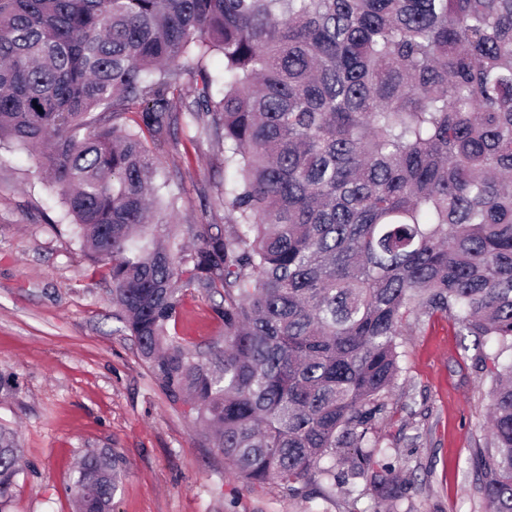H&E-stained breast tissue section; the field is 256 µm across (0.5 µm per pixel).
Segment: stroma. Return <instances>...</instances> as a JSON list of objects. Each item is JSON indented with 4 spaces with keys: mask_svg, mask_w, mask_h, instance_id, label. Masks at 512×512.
I'll return each mask as SVG.
<instances>
[{
    "mask_svg": "<svg viewBox=\"0 0 512 512\" xmlns=\"http://www.w3.org/2000/svg\"><path fill=\"white\" fill-rule=\"evenodd\" d=\"M217 147L176 130L157 148L185 210L177 230L228 224L215 196L224 170ZM45 174L25 151L0 149V426L17 430L23 467L0 512H74L76 465L105 450L125 466L112 512H372L363 479L328 500L294 497L275 481L237 480L189 405L155 380L112 305L105 265L67 226ZM219 294L189 289L176 326L204 347L222 339ZM401 373L379 424L397 474L409 478L416 512H485L471 468L485 446L488 406L473 339L436 312L403 330Z\"/></svg>",
    "mask_w": 512,
    "mask_h": 512,
    "instance_id": "1",
    "label": "stroma"
}]
</instances>
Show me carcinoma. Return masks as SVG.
I'll use <instances>...</instances> for the list:
<instances>
[{
	"label": "carcinoma",
	"instance_id": "carcinoma-1",
	"mask_svg": "<svg viewBox=\"0 0 512 512\" xmlns=\"http://www.w3.org/2000/svg\"><path fill=\"white\" fill-rule=\"evenodd\" d=\"M181 123L222 146L232 218L191 249L152 151ZM0 144L46 172L236 478L324 500L366 478L400 512L376 424L408 317L440 311L496 345L473 469L486 512H512V0H0ZM190 288L222 292L205 353L171 331ZM21 470L0 428L1 501ZM119 484L91 452L70 492L112 512Z\"/></svg>",
	"mask_w": 512,
	"mask_h": 512
}]
</instances>
